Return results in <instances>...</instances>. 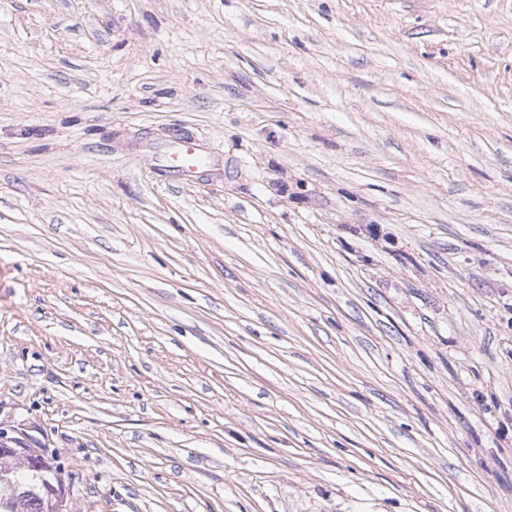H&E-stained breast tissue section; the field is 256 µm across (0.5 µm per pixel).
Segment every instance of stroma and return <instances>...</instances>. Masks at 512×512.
<instances>
[{"label": "stroma", "instance_id": "obj_1", "mask_svg": "<svg viewBox=\"0 0 512 512\" xmlns=\"http://www.w3.org/2000/svg\"><path fill=\"white\" fill-rule=\"evenodd\" d=\"M0 432L73 512H512V0H0ZM149 149L157 170L178 184L196 183L203 180L206 173L221 170L219 156L194 137L175 135Z\"/></svg>", "mask_w": 512, "mask_h": 512}]
</instances>
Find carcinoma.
<instances>
[{
  "instance_id": "1",
  "label": "carcinoma",
  "mask_w": 512,
  "mask_h": 512,
  "mask_svg": "<svg viewBox=\"0 0 512 512\" xmlns=\"http://www.w3.org/2000/svg\"><path fill=\"white\" fill-rule=\"evenodd\" d=\"M44 462L36 452L20 459L13 449L0 448V466L9 470L11 481L7 490L0 486V512H51L49 490L61 476Z\"/></svg>"
}]
</instances>
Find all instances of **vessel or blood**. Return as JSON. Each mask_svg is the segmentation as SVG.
Here are the masks:
<instances>
[{
  "label": "vessel or blood",
  "mask_w": 512,
  "mask_h": 512,
  "mask_svg": "<svg viewBox=\"0 0 512 512\" xmlns=\"http://www.w3.org/2000/svg\"><path fill=\"white\" fill-rule=\"evenodd\" d=\"M156 168L169 180L191 184L203 180L206 173L220 169V159L206 143L186 135H175L152 145Z\"/></svg>",
  "instance_id": "1"
}]
</instances>
